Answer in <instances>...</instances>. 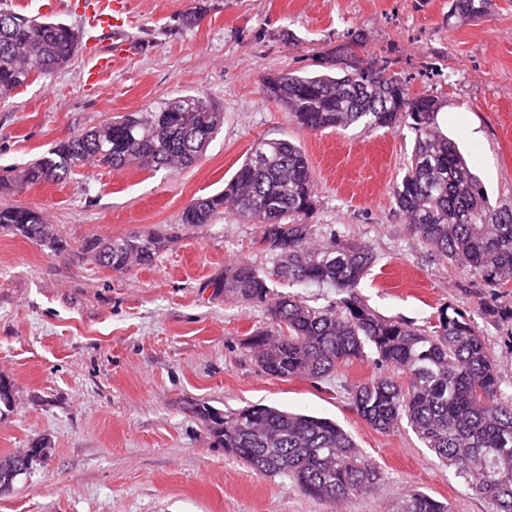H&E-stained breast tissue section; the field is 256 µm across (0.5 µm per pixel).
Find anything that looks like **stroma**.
Instances as JSON below:
<instances>
[{
    "mask_svg": "<svg viewBox=\"0 0 512 512\" xmlns=\"http://www.w3.org/2000/svg\"><path fill=\"white\" fill-rule=\"evenodd\" d=\"M479 22L450 18L451 0H127L126 50L97 83L87 76L109 49L92 32L85 0H8L85 37L62 69L0 99V207L40 211L70 241L58 257L0 230V375L15 406L0 414V457L44 440L0 494V512H392L422 492L453 512H495L408 424L372 428L350 407L355 385L377 376L356 360L323 380L283 381L244 355L263 308L216 295L225 265L266 268L256 225L227 212L183 224L194 198L224 187L259 139L305 154L317 185L310 223L370 246L378 263L358 294L377 314L417 325L449 306L477 327L512 396V288L439 259L414 237L392 196L414 145L407 123L306 130L265 94L262 80L319 70L321 58L388 64L411 94L438 100V122L481 180L491 204L512 205V0ZM200 95L224 120L195 166L178 170L94 165L62 182L16 189L18 168L59 140L171 95ZM162 232L173 241L149 267L95 266L88 238ZM502 310L485 318V304ZM194 403L232 415L254 405L328 418L383 475L380 493L332 504L292 481L256 473L218 448Z\"/></svg>",
    "mask_w": 512,
    "mask_h": 512,
    "instance_id": "obj_1",
    "label": "stroma"
}]
</instances>
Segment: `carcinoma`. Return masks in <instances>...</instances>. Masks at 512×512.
Here are the masks:
<instances>
[{
	"label": "carcinoma",
	"instance_id": "carcinoma-1",
	"mask_svg": "<svg viewBox=\"0 0 512 512\" xmlns=\"http://www.w3.org/2000/svg\"><path fill=\"white\" fill-rule=\"evenodd\" d=\"M493 6L494 0H452L451 15L483 20ZM82 39L80 31L62 22L24 17L0 6V99L34 74L63 67ZM387 69L384 64L347 68L339 77L325 71L286 73L264 79L263 86L293 121L311 131L359 122L390 128L405 120L415 141L393 195L414 236L439 258L492 287L512 286V207L491 205L456 142L442 131L438 101L410 95ZM222 120V113L201 97L166 98L145 112L111 118L61 140L16 171L12 181L19 188L64 181L88 163L115 171L190 167ZM316 203V183L300 148L286 139H261L224 190L193 199L182 213V223L197 225L234 212L257 225L259 242L273 257L266 269L247 261L227 265L209 282L217 295L264 308L269 325L247 339L246 356L281 380H321L364 359L400 372V379L384 372L355 386L353 409L382 432L407 420L469 489L491 500L496 512H512V400L503 397L499 367L484 336L448 306L424 326L369 309L357 288L377 257L336 229L316 240V225L304 222ZM0 229L56 256L72 250L30 208L0 207ZM167 243L155 234L91 238L82 251L93 264L125 273L151 265ZM276 283L290 289L328 286L337 298L316 307L296 293L274 292ZM14 402L11 383L0 377V413L13 409ZM191 411L207 422L224 451L263 476L293 481L305 495L341 503L381 487L378 467L324 418L269 406L230 416L206 405ZM393 512L451 510L426 494L409 493L397 500Z\"/></svg>",
	"mask_w": 512,
	"mask_h": 512
}]
</instances>
